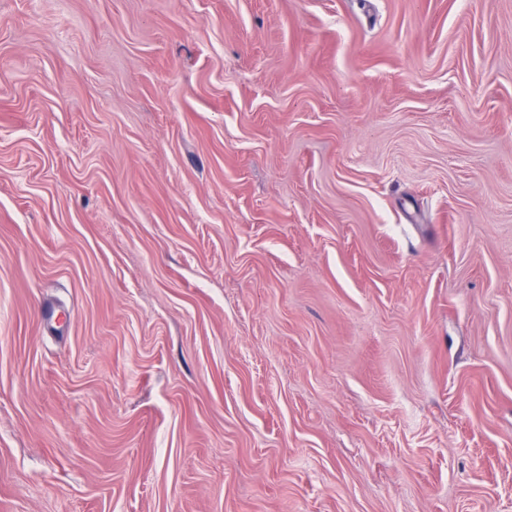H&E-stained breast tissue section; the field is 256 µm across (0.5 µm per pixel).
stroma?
<instances>
[{
  "mask_svg": "<svg viewBox=\"0 0 512 512\" xmlns=\"http://www.w3.org/2000/svg\"><path fill=\"white\" fill-rule=\"evenodd\" d=\"M0 512H512V0H0Z\"/></svg>",
  "mask_w": 512,
  "mask_h": 512,
  "instance_id": "stroma-1",
  "label": "stroma"
}]
</instances>
